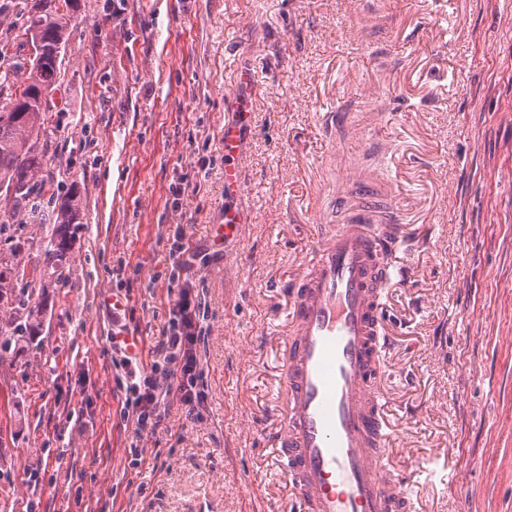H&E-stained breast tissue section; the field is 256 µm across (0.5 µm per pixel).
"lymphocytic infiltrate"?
Returning a JSON list of instances; mask_svg holds the SVG:
<instances>
[{"label": "lymphocytic infiltrate", "mask_w": 512, "mask_h": 512, "mask_svg": "<svg viewBox=\"0 0 512 512\" xmlns=\"http://www.w3.org/2000/svg\"><path fill=\"white\" fill-rule=\"evenodd\" d=\"M193 284L184 281L169 308V321L153 349L151 366H144L127 341L113 337L112 348L125 370L126 400L132 405L136 434L155 429L165 415L170 396H177L185 419L200 416L204 401L197 388L200 360L196 345L201 333L200 309L191 297Z\"/></svg>", "instance_id": "lymphocytic-infiltrate-1"}]
</instances>
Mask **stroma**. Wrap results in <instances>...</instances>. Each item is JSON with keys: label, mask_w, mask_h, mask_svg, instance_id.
I'll use <instances>...</instances> for the list:
<instances>
[{"label": "stroma", "mask_w": 512, "mask_h": 512, "mask_svg": "<svg viewBox=\"0 0 512 512\" xmlns=\"http://www.w3.org/2000/svg\"><path fill=\"white\" fill-rule=\"evenodd\" d=\"M80 4L38 147L84 219L39 332L0 335V512H285V290L359 179L387 188L403 225L379 383L396 462L448 466L410 482L414 512H512V0ZM243 68L251 222L217 251L224 102ZM11 207L0 197V222L36 258L54 227ZM178 227L207 254L189 272L206 401L194 422L171 403L138 438L111 336L155 345Z\"/></svg>", "instance_id": "stroma-1"}]
</instances>
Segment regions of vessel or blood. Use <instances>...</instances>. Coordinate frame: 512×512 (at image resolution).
<instances>
[{"label": "vessel or blood", "instance_id": "vessel-or-blood-1", "mask_svg": "<svg viewBox=\"0 0 512 512\" xmlns=\"http://www.w3.org/2000/svg\"><path fill=\"white\" fill-rule=\"evenodd\" d=\"M250 72H240L224 113V237L250 217L236 201L251 112ZM313 260L290 281L285 342L284 423L278 432L297 512H412L402 483L390 479L391 436L375 390L380 379L384 305L380 290L399 275L393 208L368 192L340 225L318 227Z\"/></svg>", "mask_w": 512, "mask_h": 512}]
</instances>
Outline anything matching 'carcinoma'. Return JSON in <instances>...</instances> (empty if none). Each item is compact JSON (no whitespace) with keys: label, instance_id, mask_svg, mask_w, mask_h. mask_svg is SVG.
Segmentation results:
<instances>
[{"label":"carcinoma","instance_id":"cac0c4a2","mask_svg":"<svg viewBox=\"0 0 512 512\" xmlns=\"http://www.w3.org/2000/svg\"><path fill=\"white\" fill-rule=\"evenodd\" d=\"M17 8L24 16L14 40L32 45L29 63L0 76V190L12 200V210L24 220L56 225L55 234L44 252L36 258L33 270L40 273L39 287L47 290L59 282L62 269L72 258L69 229L83 223V198L73 182L48 198L32 196L43 181L45 154L37 149L40 132L48 122L49 96L60 72L61 51L67 30L78 19L79 0H5L0 16ZM17 265L0 269V335L32 336L41 326L42 304L31 303L32 296L16 289L13 272ZM28 311L25 324H14L10 314L17 308Z\"/></svg>","mask_w":512,"mask_h":512}]
</instances>
